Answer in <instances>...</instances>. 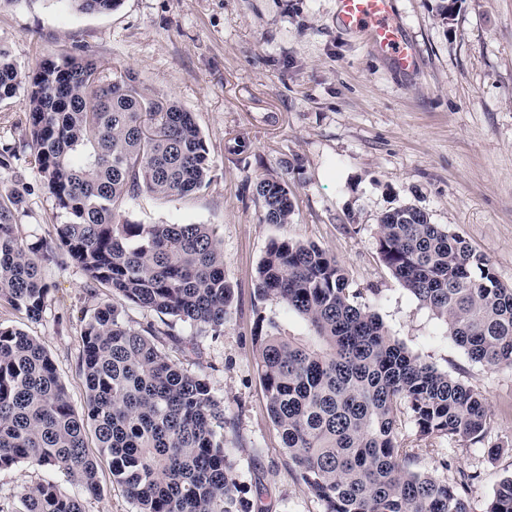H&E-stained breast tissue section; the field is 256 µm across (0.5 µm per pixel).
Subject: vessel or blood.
I'll list each match as a JSON object with an SVG mask.
<instances>
[{
  "label": "vessel or blood",
  "mask_w": 512,
  "mask_h": 512,
  "mask_svg": "<svg viewBox=\"0 0 512 512\" xmlns=\"http://www.w3.org/2000/svg\"><path fill=\"white\" fill-rule=\"evenodd\" d=\"M340 28L360 34L398 70H414L418 55L398 23L394 0H336Z\"/></svg>",
  "instance_id": "b4317fda"
}]
</instances>
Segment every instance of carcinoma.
I'll use <instances>...</instances> for the list:
<instances>
[{
    "instance_id": "cac0c4a2",
    "label": "carcinoma",
    "mask_w": 512,
    "mask_h": 512,
    "mask_svg": "<svg viewBox=\"0 0 512 512\" xmlns=\"http://www.w3.org/2000/svg\"><path fill=\"white\" fill-rule=\"evenodd\" d=\"M121 0H70L103 13ZM26 86L31 148L60 223L56 240L94 283L110 289L85 320L82 411L44 345L0 327V471L52 468L87 498L99 496L100 460L136 512H249L224 452V404L206 377L158 346L170 332L136 329L127 305L224 335L232 292L224 253L207 224H134L122 204L142 193L184 197L210 180L212 160L191 113L135 84L127 71L76 56L21 74L0 50V101ZM270 224H289L288 182L255 185ZM18 196L0 201V300L41 317L49 286L40 257L14 230ZM378 250L399 284L443 321L469 358L512 368V287L464 239L413 205L378 220ZM259 297L303 320L290 334L257 318L254 344L269 417L301 481L325 512H470L478 474L442 461L441 480L415 467L429 448L400 434L464 448L484 441L489 407L478 391L424 362L358 302L343 266L315 244L272 242L256 275ZM93 431L98 455L86 444ZM23 512H85L55 482L21 497ZM484 512H512V476Z\"/></svg>"
}]
</instances>
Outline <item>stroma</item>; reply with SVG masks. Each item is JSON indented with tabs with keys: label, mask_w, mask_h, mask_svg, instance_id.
Returning <instances> with one entry per match:
<instances>
[{
	"label": "stroma",
	"mask_w": 512,
	"mask_h": 512,
	"mask_svg": "<svg viewBox=\"0 0 512 512\" xmlns=\"http://www.w3.org/2000/svg\"><path fill=\"white\" fill-rule=\"evenodd\" d=\"M438 0H395L419 54L403 74L356 33L336 24V0H122L86 14L65 0H8L0 48L21 72L44 58L91 56L130 71L139 85L191 112L213 160L209 183L181 198L142 194L125 214L139 224H207L224 251L234 291L221 336L173 322L160 347L205 375L224 402L227 459L252 512H323L299 479L273 426L254 344L256 314L275 302L256 293L257 267L273 241L329 250L383 321L422 360L470 385L491 416L485 445L470 451L432 440L421 471L447 478L440 459L478 473L469 495L483 512L512 475V369L471 361L445 326L403 289L381 260L378 219L410 204L486 255L512 286V0H459L450 20ZM25 90L0 102V197L19 194L15 232L54 242L58 211L28 145ZM262 178L287 180L291 223L270 224L255 191ZM50 293L40 319L0 301V325L38 338L75 408H82L83 318L110 300L64 253L43 263ZM193 340L192 350L179 344ZM59 472L32 463L0 471V512H19L28 487Z\"/></svg>",
	"instance_id": "obj_1"
}]
</instances>
